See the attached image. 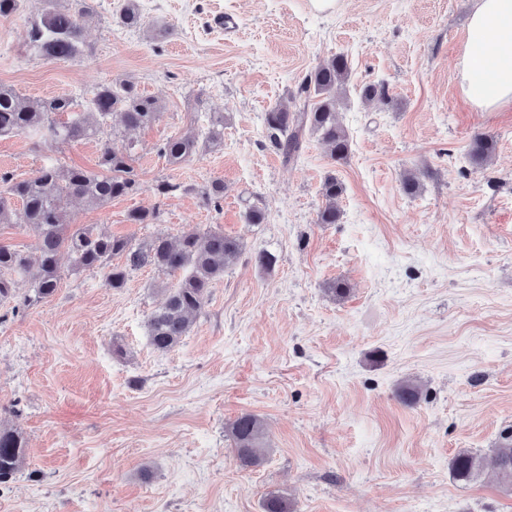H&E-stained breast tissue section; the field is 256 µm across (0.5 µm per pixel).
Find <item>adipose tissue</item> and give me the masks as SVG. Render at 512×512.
I'll use <instances>...</instances> for the list:
<instances>
[{
  "label": "adipose tissue",
  "mask_w": 512,
  "mask_h": 512,
  "mask_svg": "<svg viewBox=\"0 0 512 512\" xmlns=\"http://www.w3.org/2000/svg\"><path fill=\"white\" fill-rule=\"evenodd\" d=\"M459 78L479 110L512 105V0H474Z\"/></svg>",
  "instance_id": "ef3b65f1"
}]
</instances>
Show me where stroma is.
Wrapping results in <instances>:
<instances>
[{"label": "stroma", "instance_id": "obj_1", "mask_svg": "<svg viewBox=\"0 0 512 512\" xmlns=\"http://www.w3.org/2000/svg\"><path fill=\"white\" fill-rule=\"evenodd\" d=\"M90 2L87 49L69 61L25 45L43 0L0 18V85L81 104L127 79L161 106L151 126H113L136 145L139 191L96 209L67 202L72 223L138 241L211 227L243 253L166 353L146 321L179 274L144 267L115 289L64 255L56 294L30 307L17 300L31 281L15 276L16 300L0 304V423L22 434L26 460L0 512H263L275 493L294 512H512L495 477L464 485L449 470L512 430V107L482 112L461 92L472 0H136L135 29L119 21L126 0ZM221 13L240 24L233 38L213 28ZM339 53L347 158L306 127L285 159L265 112ZM373 83L389 104L363 101ZM217 114L221 149L176 165L158 154L170 137L205 141ZM478 134L495 144L483 168L468 157ZM98 156L94 140L0 137V175L16 181L54 161L93 170ZM330 175L342 217L321 224ZM161 180L183 189L157 196ZM215 180L214 206L200 192ZM252 204L264 223L246 222ZM153 207L158 223L129 222ZM408 380L423 389L414 404L398 395ZM246 412L265 421L270 450L243 470L225 427Z\"/></svg>", "mask_w": 512, "mask_h": 512}]
</instances>
